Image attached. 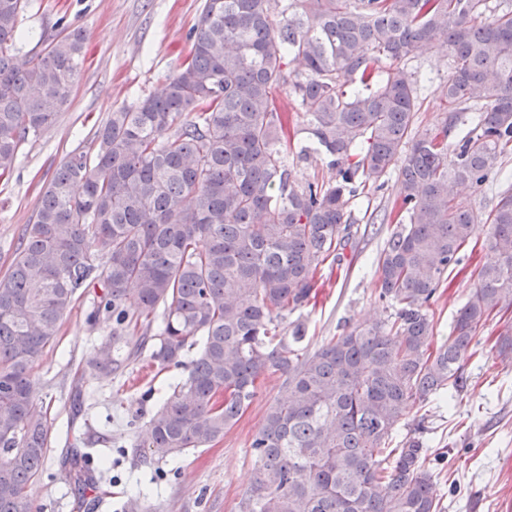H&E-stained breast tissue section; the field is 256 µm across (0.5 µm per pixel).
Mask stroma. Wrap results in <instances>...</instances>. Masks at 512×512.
I'll return each mask as SVG.
<instances>
[{
    "label": "stroma",
    "instance_id": "obj_1",
    "mask_svg": "<svg viewBox=\"0 0 512 512\" xmlns=\"http://www.w3.org/2000/svg\"><path fill=\"white\" fill-rule=\"evenodd\" d=\"M201 0H29L20 28V55L40 49L41 39L62 27L87 33L85 61L71 92L70 104L55 123L28 143L13 173L0 180V277L12 262L25 224L56 169L68 154L87 149L109 113L133 108L161 91L186 58L189 32ZM425 78L422 108L415 134L441 126L448 106L439 94L448 78V53L434 47L408 63ZM512 188V153L501 159L483 190L469 185L453 188L455 197L485 215L498 195ZM396 187L386 182L366 185L351 199L354 219L348 246L339 258L325 262L316 275L310 303L298 316L307 327L304 353L340 335L345 326L389 319L390 308L378 298L377 260L392 224L383 217L393 206ZM488 226L478 223L462 262L440 288L431 310L435 342H443L457 310L477 284L482 266L496 256L485 246ZM94 288L79 290L61 321L52 347L32 372L33 398L51 428V445L42 475L27 488L34 512H122L123 504L139 497L144 512H241L257 465L250 442L268 405L286 399L280 375H266L257 396L240 421L220 441L194 452L153 462L135 454L141 429L154 402L170 393L186 375L184 369L163 372L145 361L130 364L123 374L77 384L86 360L112 334L107 317L90 319L97 299ZM512 325V308L502 310L484 333L497 337ZM466 353L461 373L463 391L430 397L410 406L394 434L402 440L423 424L427 463L438 476L436 493L444 512H512V357L490 344ZM81 439L93 456L94 482L75 493L60 467L74 439Z\"/></svg>",
    "mask_w": 512,
    "mask_h": 512
}]
</instances>
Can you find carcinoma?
<instances>
[{"label": "carcinoma", "instance_id": "1", "mask_svg": "<svg viewBox=\"0 0 512 512\" xmlns=\"http://www.w3.org/2000/svg\"><path fill=\"white\" fill-rule=\"evenodd\" d=\"M27 5L0 0V178L67 106L84 60L76 28L19 56ZM439 45L448 123L413 136L422 102L405 62ZM287 57L303 71L288 76ZM282 87L328 158L326 182L299 184L288 169ZM510 150L504 0H202L177 73L67 156L0 278V512H32L26 489L51 439L33 409L32 368L90 286L100 289L93 315L112 317V344L131 326L143 333L120 358L102 346L78 380L121 372L147 346L159 370L187 366L145 423L138 447L150 459L223 439L274 371L290 394L252 436L257 478L242 512H441L421 437L388 445L409 405L464 388V354L512 306V190L484 219L449 193L453 182L482 190ZM395 167L396 227L378 259L390 320L302 357L305 323H281L346 246L349 200ZM481 220L497 262L478 271L434 347L431 303ZM61 466L69 483H92L78 447Z\"/></svg>", "mask_w": 512, "mask_h": 512}]
</instances>
